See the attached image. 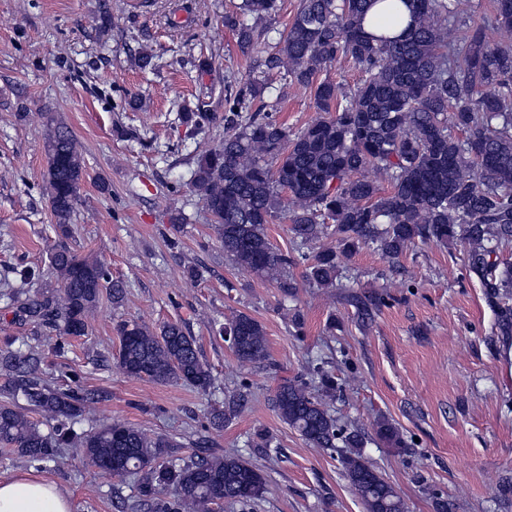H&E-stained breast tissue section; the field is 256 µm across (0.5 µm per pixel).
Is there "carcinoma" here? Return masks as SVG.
Masks as SVG:
<instances>
[{
    "label": "carcinoma",
    "mask_w": 512,
    "mask_h": 512,
    "mask_svg": "<svg viewBox=\"0 0 512 512\" xmlns=\"http://www.w3.org/2000/svg\"><path fill=\"white\" fill-rule=\"evenodd\" d=\"M379 0H301L289 28L270 50L252 61L245 82L224 86V141L199 155L191 186L216 224L224 253L236 265L273 282L285 297L299 283L339 286V256L373 244L392 264L417 241L467 246L466 271L479 281L495 317L496 333L512 336V264L498 252L512 248V46L494 45L488 30L512 31V0H491L481 22L462 20L461 0H401L411 20L398 36L364 29ZM279 10L278 0H239L224 13L242 53L270 32L262 22ZM348 58L362 74L346 92L324 68ZM277 73L314 90L325 113L292 134L265 101L266 75ZM44 154L51 214L68 236L85 169L81 147L62 118L49 112ZM388 184L385 191L382 184ZM289 221L293 248L273 246L265 225ZM333 225L336 248L313 255L308 244ZM49 264L60 289H42L36 267L19 271L20 285L4 295L28 321L79 336L102 296L121 304L126 285L112 279L98 258L52 248ZM303 266L301 280L288 269ZM226 327L238 329L229 348L242 364L268 359L263 325L239 313ZM116 366L129 376L158 384L187 383L200 391L211 371L194 337L177 322L153 330L137 321L117 325ZM12 377L0 386V447L32 462H46L58 448H80L86 464L106 474L140 476V495L154 512H215L226 501L263 498L262 467L236 452L198 457L182 464L160 461L175 447L166 435L114 421L88 431L75 424L95 415L97 400L61 390L36 375L35 348L0 358ZM336 380L317 363L309 378L281 384L274 406L281 419L314 448L342 444L346 476L366 512H406L395 488L362 458V435L337 418L329 401ZM25 404H20L19 400ZM53 423L44 433L30 413ZM388 448H401L398 427L386 417L374 423Z\"/></svg>",
    "instance_id": "cac0c4a2"
}]
</instances>
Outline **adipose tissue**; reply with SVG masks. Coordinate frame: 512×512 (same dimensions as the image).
<instances>
[{"label": "adipose tissue", "mask_w": 512, "mask_h": 512, "mask_svg": "<svg viewBox=\"0 0 512 512\" xmlns=\"http://www.w3.org/2000/svg\"><path fill=\"white\" fill-rule=\"evenodd\" d=\"M0 512H70V504L56 484L15 475L0 478Z\"/></svg>", "instance_id": "ef3b65f1"}]
</instances>
